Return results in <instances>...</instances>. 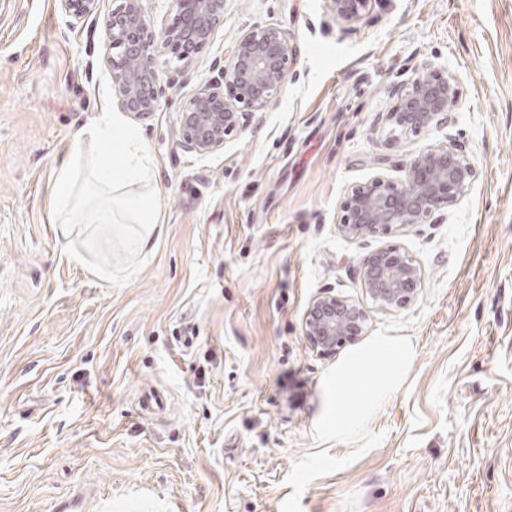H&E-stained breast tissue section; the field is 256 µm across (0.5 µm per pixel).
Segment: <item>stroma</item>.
Returning <instances> with one entry per match:
<instances>
[{
    "label": "stroma",
    "mask_w": 512,
    "mask_h": 512,
    "mask_svg": "<svg viewBox=\"0 0 512 512\" xmlns=\"http://www.w3.org/2000/svg\"><path fill=\"white\" fill-rule=\"evenodd\" d=\"M121 2L80 31L58 0H0V512H56L87 484L85 512H512V0H369L351 25L329 0H226L202 49L158 55L157 112L125 119L163 220L145 249L49 221L73 147L103 152L77 134L118 107ZM255 26L295 49L278 102L223 150L183 151L184 104ZM426 61L458 80L454 122L391 141L376 120ZM448 133L475 178L394 234L423 279L378 309L359 271L388 240L344 237L340 203ZM327 291L366 313L335 356L302 333ZM380 336L415 347L401 388L363 433L322 436L325 379ZM151 385L165 416L140 409Z\"/></svg>",
    "instance_id": "obj_1"
}]
</instances>
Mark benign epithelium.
Segmentation results:
<instances>
[{
  "instance_id": "7a95c632",
  "label": "benign epithelium",
  "mask_w": 512,
  "mask_h": 512,
  "mask_svg": "<svg viewBox=\"0 0 512 512\" xmlns=\"http://www.w3.org/2000/svg\"><path fill=\"white\" fill-rule=\"evenodd\" d=\"M99 0H59L70 28L85 27ZM370 0H331L336 18L353 23ZM175 21L158 30L142 0H124L107 27V64L121 109L143 118L158 107L163 49L186 55L205 46L224 12V0H171ZM294 49L274 27H256L234 43L223 79L200 88L182 109L180 146L199 155L224 148L225 140L247 128L255 114L274 105L285 84ZM397 104L385 116L390 139L400 141L453 122L459 96L457 78L427 61L395 85ZM471 158L452 139L414 154L402 180L379 174L349 188L337 215V229L348 238L378 237L395 228L436 221L455 205L475 177ZM366 295L381 310L409 304L422 281L416 261L397 244L367 255L360 267ZM365 312L354 303L324 292L302 320L308 344L320 354H336L363 331Z\"/></svg>"
}]
</instances>
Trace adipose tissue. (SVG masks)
<instances>
[{
	"mask_svg": "<svg viewBox=\"0 0 512 512\" xmlns=\"http://www.w3.org/2000/svg\"><path fill=\"white\" fill-rule=\"evenodd\" d=\"M88 140L106 147L103 162L73 152L55 177L52 221L62 236L77 224H113L132 233L147 247L160 232L162 219L147 188L150 159L140 135L119 113L101 110L83 132ZM415 355L405 339L382 336L340 362L325 381L330 397L322 430L339 438L367 428L377 409L401 387ZM357 407H350V400Z\"/></svg>",
	"mask_w": 512,
	"mask_h": 512,
	"instance_id": "ef3b65f1",
	"label": "adipose tissue"
}]
</instances>
